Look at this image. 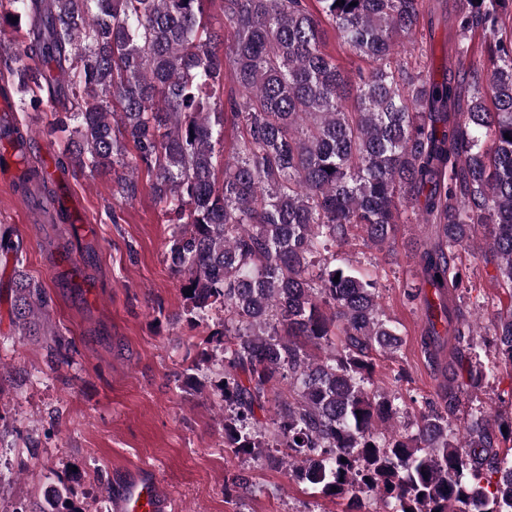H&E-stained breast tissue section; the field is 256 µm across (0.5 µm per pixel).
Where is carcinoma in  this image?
<instances>
[{"label":"carcinoma","mask_w":512,"mask_h":512,"mask_svg":"<svg viewBox=\"0 0 512 512\" xmlns=\"http://www.w3.org/2000/svg\"><path fill=\"white\" fill-rule=\"evenodd\" d=\"M207 2L0 0L1 25L28 26L6 50L0 96L21 112L63 107L59 123L75 137L55 169L110 168L113 193L127 199L134 170L153 174L152 195L174 224L167 257L192 291L190 321L224 313L210 333L223 344L224 443L250 456L287 448L288 471L348 498V512L371 495L392 512H512V448L494 446L486 413L456 436L450 390L444 411L397 432L400 408L370 388L369 355L396 351L401 338L374 283L330 255L355 230L385 246L402 211L416 209L430 228L415 254L432 289L421 347L446 382L464 372L470 387L482 384L476 337L454 302V259L485 228L495 279L512 290V38L498 37L512 0H457L448 56L416 74L395 48L433 25L440 0H221L218 29ZM326 24L373 67L336 64ZM477 30L493 57L482 75L465 67ZM229 124L238 137L225 158ZM24 164L14 190L55 201L44 164ZM0 253L22 261L7 228ZM10 304L15 333L36 335L42 288L18 273ZM494 335L512 363V306ZM285 378L290 390L278 396Z\"/></svg>","instance_id":"1"}]
</instances>
